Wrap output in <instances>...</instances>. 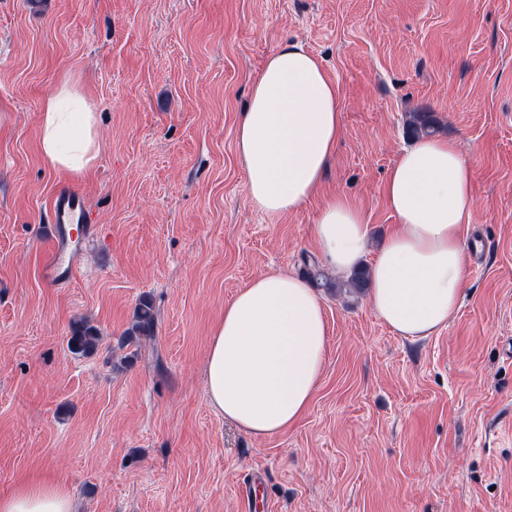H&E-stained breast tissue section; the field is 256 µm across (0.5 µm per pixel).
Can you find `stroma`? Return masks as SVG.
<instances>
[{
  "label": "stroma",
  "instance_id": "obj_1",
  "mask_svg": "<svg viewBox=\"0 0 512 512\" xmlns=\"http://www.w3.org/2000/svg\"><path fill=\"white\" fill-rule=\"evenodd\" d=\"M339 88L343 134L320 196L258 211L235 151L251 84L283 42ZM98 116L90 175L49 169L38 117L63 77ZM458 141L476 201L459 312L424 340L367 296L322 292L331 336L305 417L251 437L207 403L224 305L303 274L322 199L382 193L412 113ZM97 228L46 283L59 186ZM153 337L120 338L140 300ZM85 321L101 340L67 348ZM46 482L72 512H512V0H0V497Z\"/></svg>",
  "mask_w": 512,
  "mask_h": 512
}]
</instances>
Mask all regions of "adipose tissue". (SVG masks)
<instances>
[{
    "instance_id": "obj_1",
    "label": "adipose tissue",
    "mask_w": 512,
    "mask_h": 512,
    "mask_svg": "<svg viewBox=\"0 0 512 512\" xmlns=\"http://www.w3.org/2000/svg\"><path fill=\"white\" fill-rule=\"evenodd\" d=\"M97 120L71 79L44 99L39 152L57 172L81 177L98 153ZM339 93L320 60L284 42L251 86L237 126L236 153L253 204L279 216L318 191L340 139ZM396 218L370 265V303L397 335L422 340L456 317L466 277V236L474 210L472 170L457 142L420 139L400 153L383 183ZM321 262L350 274L366 256L370 226L343 196L326 198L312 227ZM330 328L321 300L301 278H257L225 304L210 341V407L246 433L267 438L307 412L325 365ZM0 512H71L67 494L24 484L0 498Z\"/></svg>"
}]
</instances>
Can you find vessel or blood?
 <instances>
[{
  "label": "vessel or blood",
  "mask_w": 512,
  "mask_h": 512,
  "mask_svg": "<svg viewBox=\"0 0 512 512\" xmlns=\"http://www.w3.org/2000/svg\"><path fill=\"white\" fill-rule=\"evenodd\" d=\"M88 220L85 207L78 194L67 189H58L51 202L49 224L54 238V249L43 270L44 278L52 283L66 280L70 274L67 258L69 227Z\"/></svg>",
  "instance_id": "obj_1"
}]
</instances>
